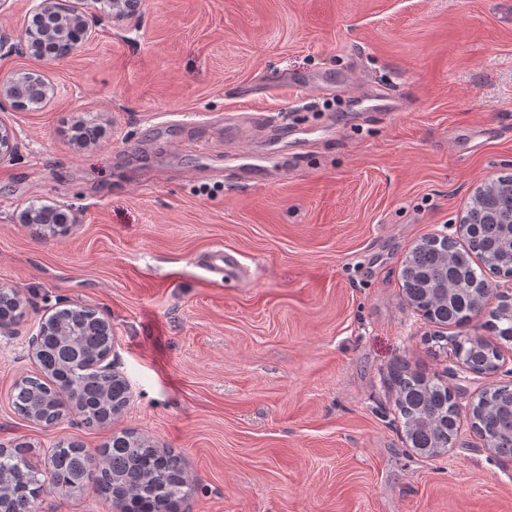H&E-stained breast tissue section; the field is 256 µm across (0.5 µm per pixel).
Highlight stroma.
I'll return each instance as SVG.
<instances>
[{"label":"stroma","instance_id":"35a3bbf8","mask_svg":"<svg viewBox=\"0 0 512 512\" xmlns=\"http://www.w3.org/2000/svg\"><path fill=\"white\" fill-rule=\"evenodd\" d=\"M67 64L26 52L29 0H0V83L42 72L38 110L0 105L17 151L0 156V286L23 317L0 328V445L76 442L96 453L131 430L179 453L180 512H512V459L486 447L472 406L512 387V344L487 313L462 335L501 352L468 373L408 301L403 261L455 236L474 189L512 172V0H143L118 20L99 0ZM228 112L287 124V172L224 173ZM103 132L79 148L67 132ZM76 225L41 235L30 205ZM239 253L245 280L203 269ZM84 305L112 323L131 399L92 426L13 407L39 372L45 317ZM448 386L459 412L438 455L410 447L391 374ZM40 512H113L95 483L45 489Z\"/></svg>","mask_w":512,"mask_h":512}]
</instances>
